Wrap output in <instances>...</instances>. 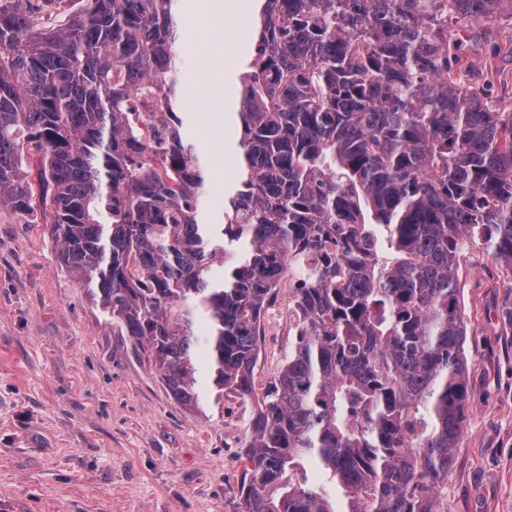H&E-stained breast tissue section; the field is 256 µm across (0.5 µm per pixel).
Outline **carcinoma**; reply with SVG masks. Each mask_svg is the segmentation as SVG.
Listing matches in <instances>:
<instances>
[{"instance_id": "obj_1", "label": "carcinoma", "mask_w": 512, "mask_h": 512, "mask_svg": "<svg viewBox=\"0 0 512 512\" xmlns=\"http://www.w3.org/2000/svg\"><path fill=\"white\" fill-rule=\"evenodd\" d=\"M55 2L0 0V206L41 209L184 408L203 378L255 399L242 512H448L456 272L474 243L512 272V112L457 66L512 0H260L221 224L179 116L175 0H82L63 24ZM285 277L295 342L259 394Z\"/></svg>"}]
</instances>
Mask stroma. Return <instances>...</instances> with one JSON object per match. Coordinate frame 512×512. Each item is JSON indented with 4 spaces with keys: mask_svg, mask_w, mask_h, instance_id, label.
Instances as JSON below:
<instances>
[{
    "mask_svg": "<svg viewBox=\"0 0 512 512\" xmlns=\"http://www.w3.org/2000/svg\"><path fill=\"white\" fill-rule=\"evenodd\" d=\"M203 0H186L182 30L197 54L224 61V96L250 57L253 0H236L216 35ZM467 78L512 107V26L469 45ZM182 111L210 174L219 217L238 180L236 114H208V68L184 58ZM466 314L469 401L448 471V512H512V275L481 246L458 271ZM266 310L254 370L264 388L294 339ZM255 404L227 393L187 411L133 352L90 289L58 262L49 225L0 207V512H241L244 451Z\"/></svg>",
    "mask_w": 512,
    "mask_h": 512,
    "instance_id": "obj_1",
    "label": "stroma"
}]
</instances>
